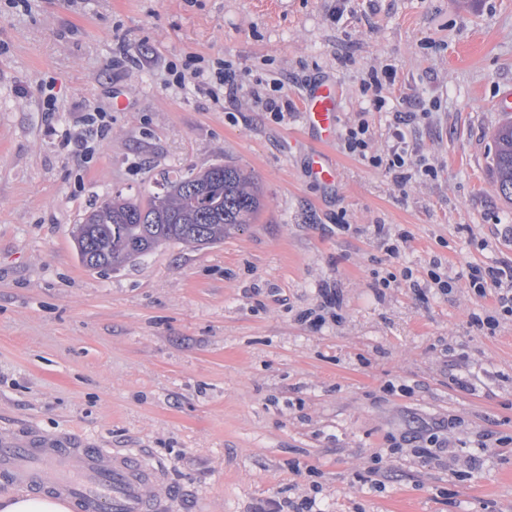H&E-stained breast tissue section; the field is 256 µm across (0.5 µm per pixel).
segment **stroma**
<instances>
[{
	"mask_svg": "<svg viewBox=\"0 0 512 512\" xmlns=\"http://www.w3.org/2000/svg\"><path fill=\"white\" fill-rule=\"evenodd\" d=\"M191 55L230 64L237 92L177 83ZM387 68L392 109L376 112L364 86ZM272 78L294 104L281 122L252 94ZM323 80L338 129L367 122L373 153L392 143V110L416 113L407 132L434 177L397 182L335 143V183L313 181L299 106ZM508 89L512 0H0V431L149 449L167 477L147 493L173 512L306 498L319 512H512V316L461 277L512 266V204L491 174ZM224 161L256 177L255 223L117 270L79 261L71 230L95 198ZM379 224L408 232L398 256ZM435 261L448 293L402 279ZM323 288L340 317L315 327L300 316ZM489 315L494 331L473 325ZM448 415L451 440L503 445L470 474L382 457Z\"/></svg>",
	"mask_w": 512,
	"mask_h": 512,
	"instance_id": "35a3bbf8",
	"label": "stroma"
}]
</instances>
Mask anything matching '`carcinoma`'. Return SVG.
<instances>
[{"label": "carcinoma", "mask_w": 512, "mask_h": 512, "mask_svg": "<svg viewBox=\"0 0 512 512\" xmlns=\"http://www.w3.org/2000/svg\"><path fill=\"white\" fill-rule=\"evenodd\" d=\"M492 168L497 192L512 201V118L498 127ZM261 209L252 174L229 162L163 174L141 199L121 193L95 201L72 230L75 251L89 268L119 269L170 243L210 246Z\"/></svg>", "instance_id": "cac0c4a2"}]
</instances>
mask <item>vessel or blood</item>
<instances>
[{
	"label": "vessel or blood",
	"mask_w": 512,
	"mask_h": 512,
	"mask_svg": "<svg viewBox=\"0 0 512 512\" xmlns=\"http://www.w3.org/2000/svg\"><path fill=\"white\" fill-rule=\"evenodd\" d=\"M337 112L333 84L308 92L303 122L317 133L322 146L336 136ZM310 168L317 181L335 182L336 162L322 148L312 154ZM163 475V464L143 448H85L71 438L21 441L0 434L1 483L55 493L72 501L78 512H164L145 494Z\"/></svg>",
	"instance_id": "vessel-or-blood-1"
}]
</instances>
